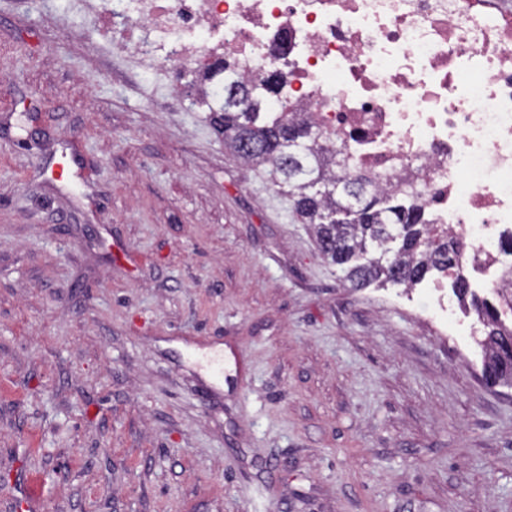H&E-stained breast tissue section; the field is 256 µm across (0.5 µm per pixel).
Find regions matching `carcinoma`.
Listing matches in <instances>:
<instances>
[{
    "label": "carcinoma",
    "instance_id": "cac0c4a2",
    "mask_svg": "<svg viewBox=\"0 0 512 512\" xmlns=\"http://www.w3.org/2000/svg\"><path fill=\"white\" fill-rule=\"evenodd\" d=\"M230 75L218 100L208 107L224 147L254 167H268L273 185L292 201L297 219L310 225L321 256L343 274L352 288L373 283L413 287L431 273L448 277L482 321L483 347L488 357L482 375L512 386V329L500 318L497 304L470 294L460 244L452 237H436L414 203L385 191L372 192L354 162L335 159L320 144L321 134L296 117H280L268 109V99L288 85V74L273 70L269 77L249 84L233 74L230 64L214 74ZM242 92L251 111L232 112L225 96Z\"/></svg>",
    "mask_w": 512,
    "mask_h": 512
}]
</instances>
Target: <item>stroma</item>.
Wrapping results in <instances>:
<instances>
[{
    "label": "stroma",
    "mask_w": 512,
    "mask_h": 512,
    "mask_svg": "<svg viewBox=\"0 0 512 512\" xmlns=\"http://www.w3.org/2000/svg\"><path fill=\"white\" fill-rule=\"evenodd\" d=\"M166 70L0 0V512H512L475 312L349 287Z\"/></svg>",
    "instance_id": "obj_1"
}]
</instances>
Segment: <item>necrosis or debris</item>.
I'll return each mask as SVG.
<instances>
[{
	"label": "necrosis or debris",
	"instance_id": "1",
	"mask_svg": "<svg viewBox=\"0 0 512 512\" xmlns=\"http://www.w3.org/2000/svg\"><path fill=\"white\" fill-rule=\"evenodd\" d=\"M106 43L246 80L300 112L376 189L413 195L468 266L512 286V0H71Z\"/></svg>",
	"mask_w": 512,
	"mask_h": 512
}]
</instances>
